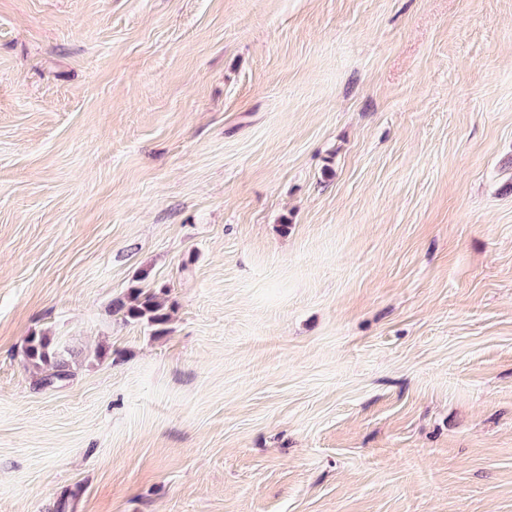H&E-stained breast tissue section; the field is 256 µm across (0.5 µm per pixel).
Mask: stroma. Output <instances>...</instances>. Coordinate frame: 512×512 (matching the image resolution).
Here are the masks:
<instances>
[{
  "label": "stroma",
  "mask_w": 512,
  "mask_h": 512,
  "mask_svg": "<svg viewBox=\"0 0 512 512\" xmlns=\"http://www.w3.org/2000/svg\"><path fill=\"white\" fill-rule=\"evenodd\" d=\"M0 512H512V0H0ZM147 278L148 272L142 270L136 277V284L113 303V312L121 314L126 323L144 324L154 335H162L167 332L176 302L170 298V289L165 284L141 286ZM73 346L60 338L47 333L31 332L24 341L22 359L28 369L40 373L42 387L53 386L73 376Z\"/></svg>",
  "instance_id": "obj_1"
}]
</instances>
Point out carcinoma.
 Instances as JSON below:
<instances>
[{"label":"carcinoma","mask_w":512,"mask_h":512,"mask_svg":"<svg viewBox=\"0 0 512 512\" xmlns=\"http://www.w3.org/2000/svg\"><path fill=\"white\" fill-rule=\"evenodd\" d=\"M148 278L143 270L136 277L122 298L113 303V312L122 315L127 323L144 324L153 334L167 332L171 311L176 302L170 298V289L165 284L142 285ZM73 346L47 333H30L24 341L22 359L25 366L40 374L39 384L49 387L73 376Z\"/></svg>","instance_id":"cac0c4a2"}]
</instances>
